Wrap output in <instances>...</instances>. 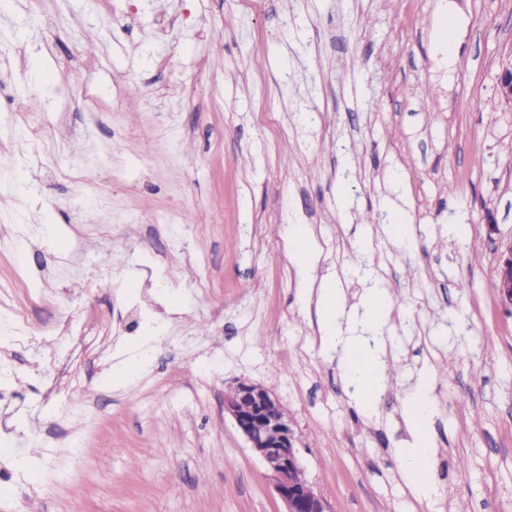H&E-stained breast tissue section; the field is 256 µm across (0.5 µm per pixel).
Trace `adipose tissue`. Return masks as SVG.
Returning a JSON list of instances; mask_svg holds the SVG:
<instances>
[{"instance_id":"adipose-tissue-1","label":"adipose tissue","mask_w":512,"mask_h":512,"mask_svg":"<svg viewBox=\"0 0 512 512\" xmlns=\"http://www.w3.org/2000/svg\"><path fill=\"white\" fill-rule=\"evenodd\" d=\"M340 300L335 293H327L322 300L320 323L324 331L325 348H339L341 367L351 382L363 390V403L375 408L378 395L386 385L385 373L377 354L364 353L357 345L339 344L338 316ZM405 419L413 433V441L402 449L404 460L402 479L420 500H428L435 492L433 472L434 450L429 443L428 425L435 414V402L427 380H420L409 395L405 407Z\"/></svg>"}]
</instances>
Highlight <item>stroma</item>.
Returning <instances> with one entry per match:
<instances>
[{
	"label": "stroma",
	"mask_w": 512,
	"mask_h": 512,
	"mask_svg": "<svg viewBox=\"0 0 512 512\" xmlns=\"http://www.w3.org/2000/svg\"><path fill=\"white\" fill-rule=\"evenodd\" d=\"M511 53L512 0H0V284L54 343L11 347L0 310V512H281L224 414L240 379L333 512H512ZM286 224L342 338L398 369L375 410L322 350ZM376 286L398 298L374 334ZM424 377L421 502L398 449ZM497 92L505 103L512 104V55L502 59L497 73ZM284 233L294 244V251L291 259L300 279L304 282L310 281L309 273L313 266L310 253L307 248V242L310 235L306 225L287 224L284 226ZM495 288L502 304L512 309V243L498 253ZM435 409L431 386L427 380L422 379L406 401L404 414L412 430L413 441L408 448L401 451L404 460L402 479L422 501L428 500L435 493L432 477L435 466L434 449L430 448L428 434V424Z\"/></svg>",
	"instance_id": "35a3bbf8"
}]
</instances>
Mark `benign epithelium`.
I'll list each match as a JSON object with an SVG mask.
<instances>
[{"instance_id": "7a95c632", "label": "benign epithelium", "mask_w": 512, "mask_h": 512, "mask_svg": "<svg viewBox=\"0 0 512 512\" xmlns=\"http://www.w3.org/2000/svg\"><path fill=\"white\" fill-rule=\"evenodd\" d=\"M497 92L512 104V55L500 63ZM495 288L502 304L512 308V243L498 253ZM224 414L261 461L284 512H332L305 476L294 424L272 389L249 380L237 382L224 397Z\"/></svg>"}]
</instances>
